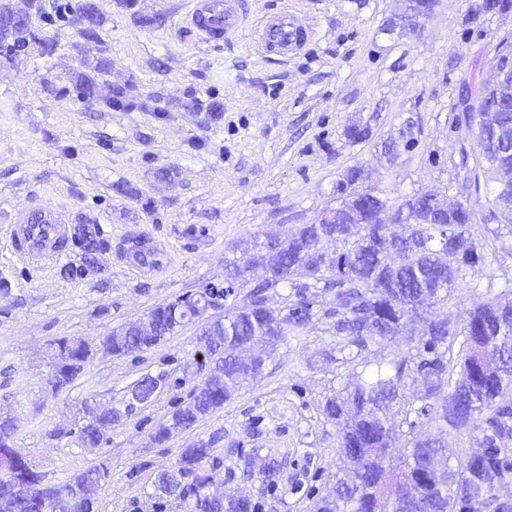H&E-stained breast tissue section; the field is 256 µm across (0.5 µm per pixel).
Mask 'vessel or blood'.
<instances>
[{"instance_id": "b4317fda", "label": "vessel or blood", "mask_w": 512, "mask_h": 512, "mask_svg": "<svg viewBox=\"0 0 512 512\" xmlns=\"http://www.w3.org/2000/svg\"><path fill=\"white\" fill-rule=\"evenodd\" d=\"M248 17L244 0H189L185 22L202 44L217 47L230 41ZM256 35L263 52L288 57L305 47L311 32L293 12L282 10L262 17ZM9 239L12 254L30 262L66 257L79 242L62 211L35 202L16 215Z\"/></svg>"}]
</instances>
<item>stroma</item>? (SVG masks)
Instances as JSON below:
<instances>
[{
    "mask_svg": "<svg viewBox=\"0 0 512 512\" xmlns=\"http://www.w3.org/2000/svg\"><path fill=\"white\" fill-rule=\"evenodd\" d=\"M46 2L34 28L54 55L0 57V411L17 419L16 448L49 484L107 467L96 512H198L194 497L161 499L154 485L205 442L209 455L186 486L206 475L210 495L240 492L258 512H312L341 464L320 406L347 382L323 358L332 345L323 316L234 400L162 444L151 439L156 425L209 374L201 323L141 354L93 349L55 395L50 346L97 340L222 282L242 239L312 223L354 166L392 196L439 193L480 210L477 148L457 104L512 40V0L487 13L480 0H440L411 38L385 30L402 0H248L252 18L288 7L311 30L308 47L285 60L261 53L250 27L225 46L199 43L184 26L188 0H94L93 38L59 16L78 0ZM81 72L96 74L95 99L77 95ZM119 91L121 105H108ZM406 125L411 140L386 159L383 142ZM355 126L368 137L350 138ZM32 195L66 209L76 227L99 225L95 251L16 259L10 220ZM138 249L154 254L150 271L136 268ZM147 374L161 379L151 402L100 447L79 445L85 400L123 405Z\"/></svg>",
    "mask_w": 512,
    "mask_h": 512,
    "instance_id": "stroma-1",
    "label": "stroma"
}]
</instances>
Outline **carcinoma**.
Returning a JSON list of instances; mask_svg holds the SVG:
<instances>
[{"label": "carcinoma", "mask_w": 512, "mask_h": 512, "mask_svg": "<svg viewBox=\"0 0 512 512\" xmlns=\"http://www.w3.org/2000/svg\"><path fill=\"white\" fill-rule=\"evenodd\" d=\"M424 0L407 5L408 20L398 26L406 35L418 32ZM44 13L43 0H30V11L9 26H0V52L11 58L36 50L51 56L55 45L39 40L32 14ZM99 13L92 0H82L72 10L70 23L84 34L94 33ZM75 88L83 97L95 95L96 77L79 73ZM494 108L501 125L512 128V104L484 100ZM512 164V140L502 146L494 163L478 154L475 187L487 192L481 220H494L499 199L498 168ZM399 211L407 197L393 198L384 188L362 189V203L371 195ZM344 197L336 198L328 224H298L300 239L277 251L276 269L257 283L244 276L238 259L225 260L226 278L246 289L242 298L224 311L222 343L208 354L210 371L224 373V385L212 388L205 401L208 412L233 400L252 379L251 366L238 351L251 342L268 340L267 354L302 335L312 318L315 298L323 293L329 332L334 347L324 353L355 382L326 398L321 414L336 425L340 457L354 466L346 477L336 478L334 493L318 500L314 512H512V497L498 496L486 483L496 471L500 479H512V312L502 308L492 285L462 317L448 313L459 304V293L474 291L491 279L496 252L481 243L476 213L461 208L454 224H414L411 234L395 236L389 224H363L362 234L346 224ZM461 240V251L451 256L450 242ZM288 287L298 299L276 325L265 316L267 291ZM156 335L127 336L115 341L112 354L126 356L145 352L178 332L197 315L192 298L179 297L150 311ZM394 343L401 352L392 359L371 364L364 358L374 348ZM88 341L63 337L56 341L55 357L62 366L50 371L52 384L71 385L89 356ZM119 415L98 418L79 429L85 448L98 447ZM192 428L193 416L173 413L160 424L152 440L165 442L177 424ZM453 430L470 447L484 448L473 455L448 447L430 433ZM403 443L405 457L393 464L388 448ZM208 454L201 442L181 453L173 474L160 478L158 489L167 496L185 495L181 478ZM16 470L19 490L5 512H91L98 491L108 482L104 466L90 468L70 481L41 484L33 465L14 452V431L0 426V469ZM201 512H254L251 499L233 493L224 498L198 497Z\"/></svg>", "instance_id": "cac0c4a2"}]
</instances>
